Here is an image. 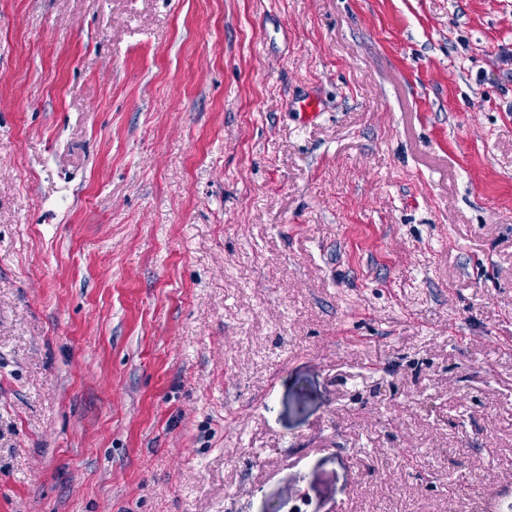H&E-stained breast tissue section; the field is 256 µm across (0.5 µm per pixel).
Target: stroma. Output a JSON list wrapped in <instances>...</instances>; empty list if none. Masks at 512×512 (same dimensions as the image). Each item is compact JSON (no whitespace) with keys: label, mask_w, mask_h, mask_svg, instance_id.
<instances>
[{"label":"stroma","mask_w":512,"mask_h":512,"mask_svg":"<svg viewBox=\"0 0 512 512\" xmlns=\"http://www.w3.org/2000/svg\"><path fill=\"white\" fill-rule=\"evenodd\" d=\"M507 49L512 0H0V512H512Z\"/></svg>","instance_id":"obj_1"}]
</instances>
